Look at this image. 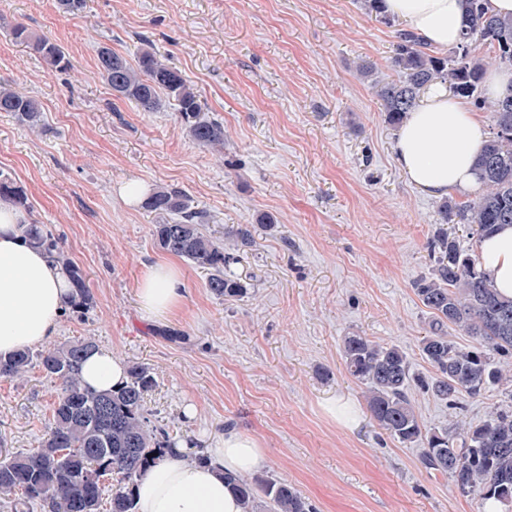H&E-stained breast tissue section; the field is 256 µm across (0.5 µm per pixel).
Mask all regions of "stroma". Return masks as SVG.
<instances>
[{"mask_svg":"<svg viewBox=\"0 0 512 512\" xmlns=\"http://www.w3.org/2000/svg\"><path fill=\"white\" fill-rule=\"evenodd\" d=\"M14 23L60 45L70 68L16 42ZM401 27L379 22L365 0H86L74 15L57 0H0V84L42 111L33 128L0 112V171L93 296L88 312L65 311L50 346L91 336L148 366L152 426L191 455L227 429L255 437L263 475L294 485L316 512L479 510L421 466L419 447L371 419L341 353L356 332L401 347L414 373L433 372L419 351L430 314L414 284L431 270L439 200L397 166V128L358 70L387 71ZM103 44L131 61L148 49L178 68L205 116L223 123V152L193 142L172 106L145 112L117 99L98 73ZM131 180L184 189L214 237L253 225L252 250L224 268L246 295L216 298L206 271L181 259L183 306L143 318L136 284L166 253L154 214L117 194ZM264 215L274 226L260 224ZM58 387L36 366L0 379V444L36 448ZM333 397L353 402L356 428L328 413ZM412 397L430 429L512 405V385L461 409L417 388Z\"/></svg>","mask_w":512,"mask_h":512,"instance_id":"stroma-1","label":"stroma"}]
</instances>
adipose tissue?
Returning a JSON list of instances; mask_svg holds the SVG:
<instances>
[{
    "label": "adipose tissue",
    "mask_w": 512,
    "mask_h": 512,
    "mask_svg": "<svg viewBox=\"0 0 512 512\" xmlns=\"http://www.w3.org/2000/svg\"><path fill=\"white\" fill-rule=\"evenodd\" d=\"M385 14L404 22L439 52H447L461 34L464 0H384ZM487 138L478 112L437 82L421 92L416 107L399 128L393 151L397 166L418 189L435 197L454 191L477 192L481 183L475 155ZM31 225L11 200L0 198V355L31 348L56 332L71 302L69 274L30 242ZM482 268L498 292L512 298V225H504L478 245ZM136 294L145 317L176 313L184 300L181 275L173 262L146 269ZM125 360L98 349L82 364L84 383L97 390L120 386ZM184 446L148 471L134 494L137 512H243L241 502L224 486L228 472L251 473L267 458L258 440L236 431L218 435L208 460H185Z\"/></svg>",
    "instance_id": "1"
}]
</instances>
